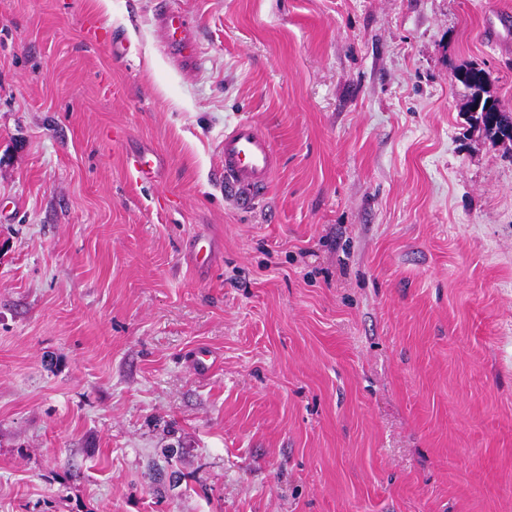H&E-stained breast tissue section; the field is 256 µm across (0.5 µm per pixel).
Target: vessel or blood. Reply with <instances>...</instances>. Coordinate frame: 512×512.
I'll use <instances>...</instances> for the list:
<instances>
[{
  "label": "vessel or blood",
  "mask_w": 512,
  "mask_h": 512,
  "mask_svg": "<svg viewBox=\"0 0 512 512\" xmlns=\"http://www.w3.org/2000/svg\"><path fill=\"white\" fill-rule=\"evenodd\" d=\"M163 34V47L183 71L197 68L201 61L196 28L184 12L163 8L155 18ZM126 165L135 179L146 181L154 173V156L138 153L128 157ZM277 158L265 132L254 122L243 121L224 135V179L250 192L266 188L276 170Z\"/></svg>",
  "instance_id": "b4317fda"
}]
</instances>
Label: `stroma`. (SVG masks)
I'll return each mask as SVG.
<instances>
[{
	"instance_id": "1",
	"label": "stroma",
	"mask_w": 512,
	"mask_h": 512,
	"mask_svg": "<svg viewBox=\"0 0 512 512\" xmlns=\"http://www.w3.org/2000/svg\"><path fill=\"white\" fill-rule=\"evenodd\" d=\"M160 3L0 0V512H512V0ZM155 25L163 33L166 54L178 69L192 71L200 65L196 28L186 13L165 7L156 16ZM454 77L471 91L468 112L475 114L472 115L475 123L481 126L493 140L511 142V112L507 111L498 99L487 95L485 73L479 69L469 68L457 71ZM487 101H490V104H487ZM508 128L511 134L505 132ZM277 167L272 143L252 121H242L224 134V180L249 192L268 186ZM154 158L152 153L133 154L127 158L126 165L136 180L148 181L154 173Z\"/></svg>"
}]
</instances>
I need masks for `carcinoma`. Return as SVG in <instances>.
<instances>
[{
	"label": "carcinoma",
	"mask_w": 512,
	"mask_h": 512,
	"mask_svg": "<svg viewBox=\"0 0 512 512\" xmlns=\"http://www.w3.org/2000/svg\"><path fill=\"white\" fill-rule=\"evenodd\" d=\"M454 77L471 91L468 111L473 113L475 123L492 139L511 142L512 133H506V129H512V113L498 99L487 94L485 73L469 68L456 72Z\"/></svg>",
	"instance_id": "obj_1"
}]
</instances>
